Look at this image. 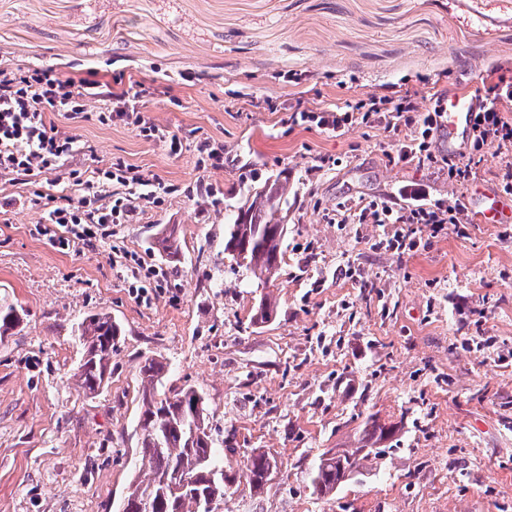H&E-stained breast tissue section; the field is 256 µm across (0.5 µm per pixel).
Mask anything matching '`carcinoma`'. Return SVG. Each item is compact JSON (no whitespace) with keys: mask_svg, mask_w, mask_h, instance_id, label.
<instances>
[{"mask_svg":"<svg viewBox=\"0 0 512 512\" xmlns=\"http://www.w3.org/2000/svg\"><path fill=\"white\" fill-rule=\"evenodd\" d=\"M290 185L288 174L270 176L259 186L248 190L244 200L249 221L241 233L230 224L224 251L247 246L245 263L238 267L263 288L274 282L281 270L276 257L284 253L287 233L282 205L288 204ZM23 314L13 304H0V337L18 327ZM79 336L83 354L75 372L77 385L86 394L98 392L112 374L111 360L114 341L120 328L107 313L93 315L80 324ZM167 364L148 358L139 369L141 379L140 452L147 473L136 488L150 497L155 512H200V502L208 497L224 496V484L213 483L209 473L224 470V449L217 447L206 422L207 409L203 395L187 387L172 395L159 394ZM393 431L371 418L360 430V448H370L392 436ZM180 470L187 477L186 489L174 491L167 483L169 474ZM242 474L252 493L259 495L267 484L261 459H246ZM313 492L330 495L336 491V462L321 471H313Z\"/></svg>","mask_w":512,"mask_h":512,"instance_id":"obj_1","label":"carcinoma"}]
</instances>
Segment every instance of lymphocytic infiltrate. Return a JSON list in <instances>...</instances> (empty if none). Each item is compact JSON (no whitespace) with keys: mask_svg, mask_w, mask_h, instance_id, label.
I'll use <instances>...</instances> for the list:
<instances>
[{"mask_svg":"<svg viewBox=\"0 0 512 512\" xmlns=\"http://www.w3.org/2000/svg\"><path fill=\"white\" fill-rule=\"evenodd\" d=\"M97 95L104 102L97 119L109 125L122 123L137 129L145 138L165 141L170 151L181 148L180 141L167 139L149 122L137 102L140 93L133 88L112 86L80 73H62L53 69L27 72L17 68L11 59L0 57V173L13 177L21 185L30 184L33 177L64 174L69 191L44 197V222L39 227L42 236L55 247L69 250L81 247L97 249L111 237L112 227L126 224L133 218L136 200L143 199L161 205L155 186L159 179L123 164L88 174L80 168L64 169V162L80 149L76 136L62 132L47 115L64 112L78 118L85 112L88 95ZM413 93H405L399 103L387 107H369L363 112L328 109L301 113L300 119L317 128L340 132L354 123H369L379 118L386 129L399 131L410 128L414 136L402 147L398 158L421 165L433 163L429 140L443 118L442 109L420 112L413 105ZM512 101V79L499 76L496 83L485 88L471 114L473 151L497 143L504 150L512 149V122L503 114L504 103ZM110 187L112 199L102 203L100 190ZM461 206L430 208L411 205L399 209L372 202L361 207L357 221L386 228L385 244L402 254L417 251L422 235L437 237L446 225H453L458 236H465Z\"/></svg>","mask_w":512,"mask_h":512,"instance_id":"f902f5d3","label":"lymphocytic infiltrate"}]
</instances>
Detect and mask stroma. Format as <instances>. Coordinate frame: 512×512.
<instances>
[{"label":"stroma","instance_id":"35a3bbf8","mask_svg":"<svg viewBox=\"0 0 512 512\" xmlns=\"http://www.w3.org/2000/svg\"><path fill=\"white\" fill-rule=\"evenodd\" d=\"M25 70L93 69L141 83L145 115L182 150L84 117L50 113L84 145L82 169L122 161L168 188L139 201L114 244L156 272L137 295L109 246L59 250L36 231L38 179L0 174V304L23 307L0 339V512H118L144 476L139 368L168 364L161 389L203 394L233 474L265 452L277 467L259 497L235 484L215 512H512V231L469 221L409 256L380 248L381 227L352 212L467 202L500 189L506 157L485 147L476 182L397 160L411 129L353 125L328 133L294 112L356 105L370 95L476 93L512 77V0H0V56ZM231 157L214 169L196 144ZM287 172L288 231L272 322L253 323L261 290L224 252L229 206ZM176 229L180 249L156 245ZM113 244V245H114ZM352 277H345V270ZM121 328L112 375L78 390L74 334L89 315ZM397 423L335 494L312 492L321 454L355 447L369 418Z\"/></svg>","mask_w":512,"mask_h":512}]
</instances>
